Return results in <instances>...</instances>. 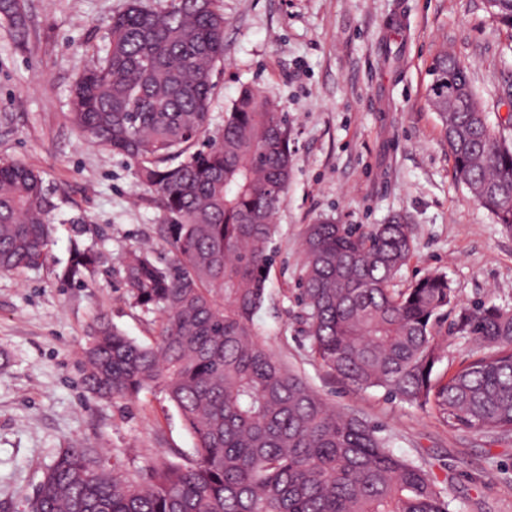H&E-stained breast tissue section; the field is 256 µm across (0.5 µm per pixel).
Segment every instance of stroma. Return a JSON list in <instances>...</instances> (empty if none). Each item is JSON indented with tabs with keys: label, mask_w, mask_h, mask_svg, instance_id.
<instances>
[{
	"label": "stroma",
	"mask_w": 512,
	"mask_h": 512,
	"mask_svg": "<svg viewBox=\"0 0 512 512\" xmlns=\"http://www.w3.org/2000/svg\"><path fill=\"white\" fill-rule=\"evenodd\" d=\"M127 0H22L0 14V160L38 170L81 241L102 255L94 288L57 280L73 236L56 225L38 269L0 273V512H28L43 473L72 442L144 467L190 454L194 438L156 391L136 402L84 388L82 351L94 318L141 344L158 317L132 307L128 248L150 241L165 214L125 159L84 139L69 121L71 90L108 41ZM224 60L214 75L211 126L240 89L254 87L288 117L293 175L274 222L276 257L254 329L337 410L381 427L391 450L425 466L455 512H512V435L466 432L384 390L353 391L309 353L296 284L306 225L330 218L368 227L408 216L416 250L395 284L446 274L462 303L512 307V232L453 177L442 121L430 104L432 63L448 51L467 65L492 122L512 110V29L486 0H217ZM398 50L390 64L385 49Z\"/></svg>",
	"instance_id": "1"
}]
</instances>
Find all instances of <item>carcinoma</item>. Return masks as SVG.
I'll return each mask as SVG.
<instances>
[{
	"label": "carcinoma",
	"instance_id": "obj_1",
	"mask_svg": "<svg viewBox=\"0 0 512 512\" xmlns=\"http://www.w3.org/2000/svg\"><path fill=\"white\" fill-rule=\"evenodd\" d=\"M215 2L157 9L128 0L70 101L81 135L123 156L158 196L172 254L161 266L147 248L127 251L128 300L159 314V332L142 345L96 318L83 384L106 400L163 393L194 436L192 455L154 463L144 479L73 443L44 472L35 512H453L423 465L394 454L377 427L333 409L254 330L293 153L286 118L249 86L223 127L210 130L213 76L224 60ZM490 9L512 28V0H491ZM432 76L451 77L472 102L431 101L456 179L511 231L512 140L489 122L455 56L440 53ZM57 209L40 172L0 161L1 273L44 264ZM70 223L78 237L58 279L88 288L101 255L79 240L78 218ZM414 249L401 215L367 230L331 219L307 226L299 298L311 356L352 389L382 388L450 430L512 433V308L459 303L443 273L395 287ZM450 332L487 351L445 378L435 368Z\"/></svg>",
	"mask_w": 512,
	"mask_h": 512
}]
</instances>
